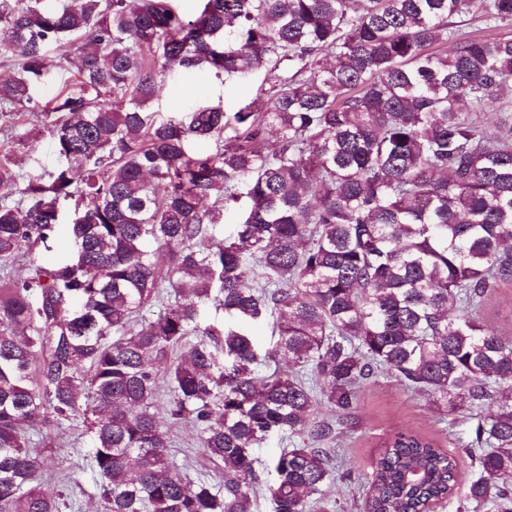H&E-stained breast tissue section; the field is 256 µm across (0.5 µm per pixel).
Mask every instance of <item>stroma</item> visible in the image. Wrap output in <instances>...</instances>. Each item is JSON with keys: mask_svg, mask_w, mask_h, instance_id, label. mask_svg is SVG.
Listing matches in <instances>:
<instances>
[{"mask_svg": "<svg viewBox=\"0 0 512 512\" xmlns=\"http://www.w3.org/2000/svg\"><path fill=\"white\" fill-rule=\"evenodd\" d=\"M271 83L259 70L230 80L200 72L190 78L167 75L151 104L160 117L177 116L198 105H222L234 112L245 105L265 108ZM13 152L17 168L24 174H38L55 168L58 159L53 140L44 123L19 114L0 125V153ZM484 326L512 339V286L496 289L478 313ZM169 393L160 388L155 411L168 431L170 459L190 482L219 484L221 477L196 446L198 428L187 421H175L168 414ZM44 414H37L27 429L29 446L44 459L40 482L56 485L60 512H94L99 477L90 459V433L82 418L48 426ZM471 421L464 414L442 412L426 399L410 392L388 372L368 385L360 395L359 407L348 420L335 443L342 470L351 481H335L326 490L328 512H363V501L381 441L398 430H408L434 440L439 448L454 454L458 462L459 488L456 494L433 507V512H466V488L477 472L474 457L464 445Z\"/></svg>", "mask_w": 512, "mask_h": 512, "instance_id": "1", "label": "stroma"}]
</instances>
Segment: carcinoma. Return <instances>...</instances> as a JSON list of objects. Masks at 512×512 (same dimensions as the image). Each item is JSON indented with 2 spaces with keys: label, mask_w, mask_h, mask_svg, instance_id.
I'll list each match as a JSON object with an SVG mask.
<instances>
[{
  "label": "carcinoma",
  "mask_w": 512,
  "mask_h": 512,
  "mask_svg": "<svg viewBox=\"0 0 512 512\" xmlns=\"http://www.w3.org/2000/svg\"><path fill=\"white\" fill-rule=\"evenodd\" d=\"M172 2L0 0L16 69L1 119L39 118L46 48L80 42L52 108L62 164L18 191L0 156V261L50 249L62 200L75 247L0 277V512H59L25 431L41 409L57 424L93 416L97 512H252L253 448L271 434L299 439L268 461L274 512H321L350 473L317 410L353 415L381 370L450 415L475 413L466 500L512 512V341L476 315L512 284V121H483L512 111V37L457 25L512 20V0H203L193 20ZM155 54L170 73L267 68L275 92L263 111L159 119ZM211 140L214 153L191 152ZM243 197L232 234L199 248L223 218L206 200ZM267 316L288 372L261 377L252 328ZM161 371L169 416L199 425L224 490L170 461L152 412ZM456 489L454 455L396 431L365 512H427Z\"/></svg>",
  "instance_id": "cac0c4a2"
}]
</instances>
